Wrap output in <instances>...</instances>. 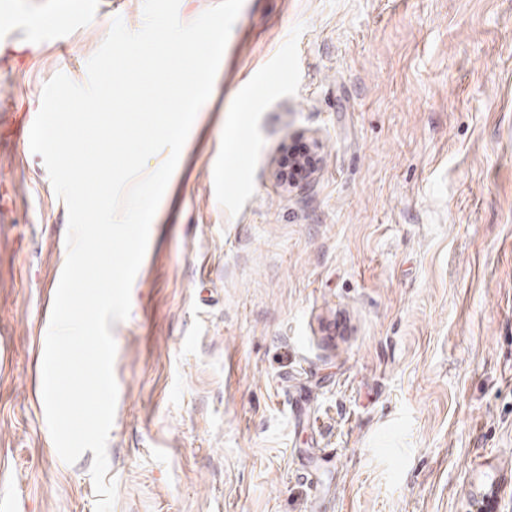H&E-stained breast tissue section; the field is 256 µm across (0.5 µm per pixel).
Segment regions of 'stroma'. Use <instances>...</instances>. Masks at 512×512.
<instances>
[{"label":"stroma","mask_w":512,"mask_h":512,"mask_svg":"<svg viewBox=\"0 0 512 512\" xmlns=\"http://www.w3.org/2000/svg\"><path fill=\"white\" fill-rule=\"evenodd\" d=\"M142 3L11 0L0 119L86 83ZM190 134L110 325L114 512H474L512 463V0H244ZM296 144L316 171L287 187ZM67 230L1 143L5 512H94V454L60 459L34 382Z\"/></svg>","instance_id":"stroma-1"}]
</instances>
